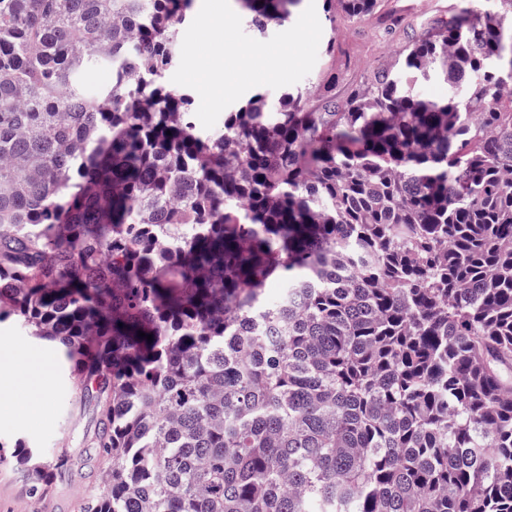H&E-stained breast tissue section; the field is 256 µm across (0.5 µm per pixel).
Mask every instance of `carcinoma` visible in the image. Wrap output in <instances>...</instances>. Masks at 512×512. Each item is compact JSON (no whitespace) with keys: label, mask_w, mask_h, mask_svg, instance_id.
Returning a JSON list of instances; mask_svg holds the SVG:
<instances>
[{"label":"carcinoma","mask_w":512,"mask_h":512,"mask_svg":"<svg viewBox=\"0 0 512 512\" xmlns=\"http://www.w3.org/2000/svg\"><path fill=\"white\" fill-rule=\"evenodd\" d=\"M191 4L0 0V322L96 402L81 512H512V0L207 135L165 82ZM14 458L35 499L67 464ZM81 82L89 89L110 86L112 84V70L105 65L93 63L83 72Z\"/></svg>","instance_id":"obj_1"}]
</instances>
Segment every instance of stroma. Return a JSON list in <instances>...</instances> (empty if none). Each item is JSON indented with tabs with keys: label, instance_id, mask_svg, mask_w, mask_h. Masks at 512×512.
Here are the masks:
<instances>
[{
	"label": "stroma",
	"instance_id": "obj_1",
	"mask_svg": "<svg viewBox=\"0 0 512 512\" xmlns=\"http://www.w3.org/2000/svg\"><path fill=\"white\" fill-rule=\"evenodd\" d=\"M452 0H382V11L362 23L353 22L342 10H327L317 4L322 41H335L339 56L319 50L312 71L299 87L312 90L319 78L336 71V96L346 99L373 71L397 64L399 52L421 28L444 21ZM394 11L406 17L409 26L393 35L383 32L382 16ZM29 351L43 363L47 386H40L31 364L19 360L17 351ZM37 400L32 414L21 416L17 405ZM97 408L74 383L64 364V354L52 345L36 346L18 323H0V512H80L84 501L104 490L100 466L95 461L93 435ZM24 443L40 457L66 455L69 465L56 479L49 498L33 502L28 494L26 470L11 459L9 447Z\"/></svg>",
	"mask_w": 512,
	"mask_h": 512
}]
</instances>
